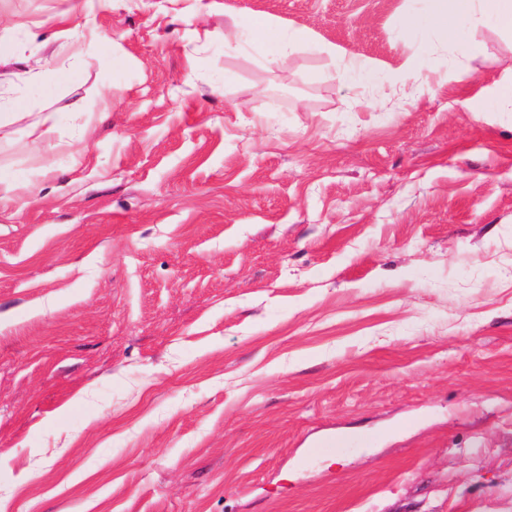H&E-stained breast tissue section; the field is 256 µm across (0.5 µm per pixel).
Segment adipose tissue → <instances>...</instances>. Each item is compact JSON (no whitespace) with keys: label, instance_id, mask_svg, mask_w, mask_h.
<instances>
[{"label":"adipose tissue","instance_id":"adipose-tissue-1","mask_svg":"<svg viewBox=\"0 0 512 512\" xmlns=\"http://www.w3.org/2000/svg\"><path fill=\"white\" fill-rule=\"evenodd\" d=\"M418 13L399 19V34L428 32L445 44L457 46L468 57L480 56L484 51L481 42L472 32L477 27H489L512 34V0H425ZM247 35L253 43L267 50V60H275L286 53H293L313 45L314 38L298 29H284L269 17L254 15L234 22L224 32L225 42L236 41Z\"/></svg>","mask_w":512,"mask_h":512}]
</instances>
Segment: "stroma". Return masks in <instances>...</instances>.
I'll list each match as a JSON object with an SVG mask.
<instances>
[{"instance_id": "stroma-1", "label": "stroma", "mask_w": 512, "mask_h": 512, "mask_svg": "<svg viewBox=\"0 0 512 512\" xmlns=\"http://www.w3.org/2000/svg\"><path fill=\"white\" fill-rule=\"evenodd\" d=\"M74 2L0 0L50 39L42 80L0 66V512H512V111L477 109L512 37L398 38L420 0ZM254 14L315 46L225 43Z\"/></svg>"}]
</instances>
